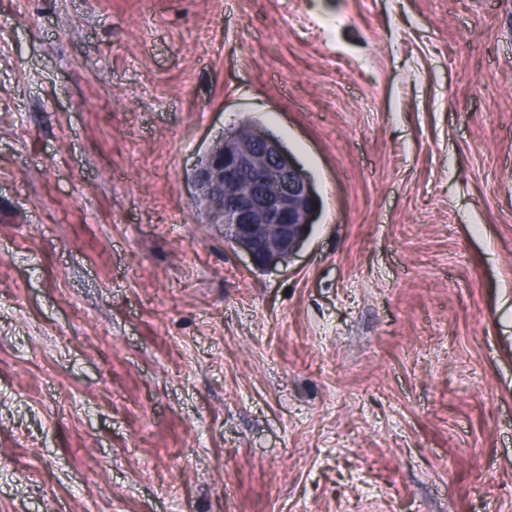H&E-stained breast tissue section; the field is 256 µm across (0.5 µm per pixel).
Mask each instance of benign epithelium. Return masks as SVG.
I'll list each match as a JSON object with an SVG mask.
<instances>
[{
  "label": "benign epithelium",
  "instance_id": "7a95c632",
  "mask_svg": "<svg viewBox=\"0 0 512 512\" xmlns=\"http://www.w3.org/2000/svg\"><path fill=\"white\" fill-rule=\"evenodd\" d=\"M197 196H207L213 223L263 270L286 264L314 224L311 177L257 127L225 134L195 172Z\"/></svg>",
  "mask_w": 512,
  "mask_h": 512
}]
</instances>
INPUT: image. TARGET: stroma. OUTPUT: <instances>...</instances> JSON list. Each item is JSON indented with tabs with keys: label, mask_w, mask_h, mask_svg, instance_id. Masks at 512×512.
<instances>
[{
	"label": "stroma",
	"mask_w": 512,
	"mask_h": 512,
	"mask_svg": "<svg viewBox=\"0 0 512 512\" xmlns=\"http://www.w3.org/2000/svg\"><path fill=\"white\" fill-rule=\"evenodd\" d=\"M0 512H512V0H0ZM230 129L196 169L197 198L255 268L287 264L315 223L313 180L261 129Z\"/></svg>",
	"instance_id": "stroma-1"
}]
</instances>
